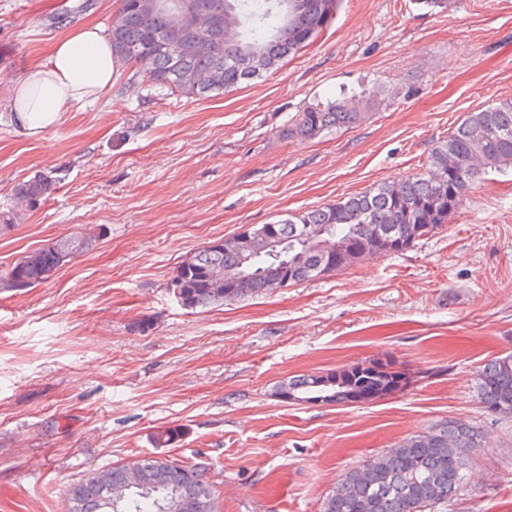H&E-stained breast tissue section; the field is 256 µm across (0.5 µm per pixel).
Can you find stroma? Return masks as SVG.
<instances>
[{"mask_svg":"<svg viewBox=\"0 0 512 512\" xmlns=\"http://www.w3.org/2000/svg\"><path fill=\"white\" fill-rule=\"evenodd\" d=\"M117 7L0 0V274L94 238L46 282L0 288V512H65L72 484L142 457L205 464L222 512H321L346 469L454 418L483 439L448 512H512V417L474 388L512 353V178L477 183L413 247L320 280L196 310L170 287L207 243L418 171L467 113L512 98V0H339L297 57L237 90L190 99L121 63L99 100L26 135L8 83ZM343 96L356 125L288 137ZM37 175L52 191L19 199ZM372 359L409 384L345 406L273 394Z\"/></svg>","mask_w":512,"mask_h":512,"instance_id":"35a3bbf8","label":"stroma"}]
</instances>
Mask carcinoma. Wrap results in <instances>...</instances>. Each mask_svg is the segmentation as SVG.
<instances>
[{"label": "carcinoma", "instance_id": "carcinoma-1", "mask_svg": "<svg viewBox=\"0 0 512 512\" xmlns=\"http://www.w3.org/2000/svg\"><path fill=\"white\" fill-rule=\"evenodd\" d=\"M208 2L155 0L156 10L149 12L120 0L109 26L114 57L142 68L155 85L190 97L219 95L249 82L240 67L244 60L255 61L259 78L278 70L318 35L338 0H220L223 28L199 40L189 37L188 47L174 56L161 50L158 41L165 25L180 22L189 27L194 9ZM358 120L347 101L338 99L298 113L288 136L311 139ZM491 173H512V99L468 113L431 150L422 171L276 221L284 245L275 254L259 251L244 265L248 281L234 299L269 292L271 276L281 277L288 288L332 275L358 259L401 252L448 223L467 192ZM51 186L49 179L38 176L20 183L16 194L35 203ZM346 239L353 250L330 261L314 251L318 244ZM91 245L92 237L77 235L29 252L4 276L6 287L40 284ZM316 266L320 270L308 274ZM238 267L234 238L228 236L222 247L206 245L187 255L170 287L187 309L222 304L224 279L212 275ZM408 383L396 363L365 361L294 377L277 385L274 395L291 391L311 403L345 397L365 402ZM475 389L485 412L512 416V354L480 366ZM481 442L476 424L446 419L343 472L322 512H445L469 479L465 451L481 447ZM107 487L115 494L110 508ZM218 498L203 464L144 457L91 472L74 483L67 492V512H211Z\"/></svg>", "mask_w": 512, "mask_h": 512}]
</instances>
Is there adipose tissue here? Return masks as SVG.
I'll return each instance as SVG.
<instances>
[{"mask_svg": "<svg viewBox=\"0 0 512 512\" xmlns=\"http://www.w3.org/2000/svg\"><path fill=\"white\" fill-rule=\"evenodd\" d=\"M117 65L112 45L99 27L74 28L48 59L25 70L11 87L10 110L31 136L41 134L72 103L93 101L110 89Z\"/></svg>", "mask_w": 512, "mask_h": 512, "instance_id": "ef3b65f1", "label": "adipose tissue"}]
</instances>
